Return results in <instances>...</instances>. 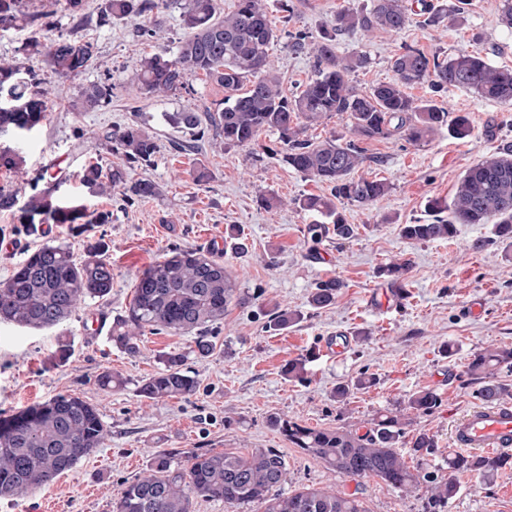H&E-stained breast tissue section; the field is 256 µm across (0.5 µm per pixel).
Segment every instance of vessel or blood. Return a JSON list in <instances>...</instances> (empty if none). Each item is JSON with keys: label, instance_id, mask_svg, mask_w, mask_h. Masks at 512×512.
Segmentation results:
<instances>
[{"label": "vessel or blood", "instance_id": "b4317fda", "mask_svg": "<svg viewBox=\"0 0 512 512\" xmlns=\"http://www.w3.org/2000/svg\"><path fill=\"white\" fill-rule=\"evenodd\" d=\"M458 453L512 456V405L487 402L467 411L453 426Z\"/></svg>", "mask_w": 512, "mask_h": 512}]
</instances>
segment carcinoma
Instances as JSON below:
<instances>
[{
	"label": "carcinoma",
	"mask_w": 512,
	"mask_h": 512,
	"mask_svg": "<svg viewBox=\"0 0 512 512\" xmlns=\"http://www.w3.org/2000/svg\"><path fill=\"white\" fill-rule=\"evenodd\" d=\"M180 6L186 33L176 49L164 46L144 55L136 74L142 91L166 96L187 85L193 77L224 88V99L205 115L187 107L168 116L174 129L193 134L194 140L180 144L198 148L207 130L224 140L226 147H252L263 131L278 134L281 149L271 150L283 164L330 189L327 196H302L293 204L304 212L331 220L332 233L341 240L351 238L352 225L346 223L336 202L347 201L369 207L390 190L377 177L355 173L369 161L365 150L353 140L331 135L315 142L305 137L306 129L336 114L346 115L350 131L360 140H384L398 136L413 146L428 143L443 129L459 140L473 135L474 126L466 112L449 116L433 99L414 98L407 89L426 84L433 93L450 87H466L480 97L499 103L512 102V69L491 65L477 52L460 51L448 58L409 47L391 60L392 79L360 90L352 74L367 65V57L357 51L341 54L339 38L363 33H391L403 29L408 20L405 0H372L367 12L349 7L336 12L330 25L314 39L298 31L288 40V51L309 55L316 74L291 94L283 89L275 72L270 50L278 38L275 23L263 0H237L231 12L221 14L219 0H103L97 19L85 12V0H52L55 9L42 13L50 18L62 11L79 24L99 25L136 18L139 33L156 36L150 26L155 10L171 2ZM21 0H0V29L21 19ZM469 0H458L451 11L424 5L433 23L451 21ZM25 49L40 53L59 78H72L86 71L98 57L97 44L84 38L59 35L44 42L32 40ZM22 63L0 60V96L14 98L15 108L0 109V131L17 134L36 129L47 119L50 106L46 93L32 77H21ZM112 97V86L89 82L79 88L72 103L76 112H93ZM100 144L119 156L108 172L90 164L81 181L88 192L104 195L122 190L129 204L153 197L156 184L147 178L132 179L130 171L152 164L156 152L154 137L136 122L104 131ZM25 166L23 152L7 145L0 149V170L19 174ZM66 179L42 172L34 178L33 194L17 206L18 191L0 188V210L19 207L20 225L15 233L34 235L41 224H67L72 231L82 229L85 209L59 196ZM428 219L403 224L406 240L430 242L449 239L458 224H490L492 238L472 245L481 250L499 243L512 250V145H506L474 162L461 176L451 201L430 199L425 205ZM104 238L90 240L85 258L76 261L68 246L46 243L31 253L0 283V322L42 330L67 321L88 298L102 299L112 292V265L105 258ZM410 271L406 261H393L378 270L396 287H402ZM343 288L337 278L321 280L313 288L309 305L324 309L333 305ZM244 303L224 262L200 248L175 249L150 264L137 277L133 296L124 314L112 320L110 339L124 353L140 352L145 331L194 335L193 353L201 359L214 354L216 343L210 328L224 322L232 305ZM300 319L286 309L268 313L267 327L284 330ZM186 354L166 352L161 368L141 379L137 396L146 402L188 399L200 381L186 367ZM512 372V348H491L475 353L466 372L481 381L483 401L512 398V383L500 379L502 370ZM360 374L353 382L336 385L332 397L345 404L353 391L373 383ZM104 390H116L125 381L105 370L97 377ZM440 395L430 389L413 392L406 412L387 410L373 419L365 433L341 427L317 428L302 425L278 414L267 424L302 453L319 460L326 468L353 478L377 477L401 492L423 489L428 494L424 512H448V504L458 495L457 474L471 472L489 481L503 467L500 458L455 455L448 468L425 465L410 470L402 449L425 458L437 447L435 436L412 427L414 419L428 416L440 407ZM109 435L97 406L74 394H57L43 402L0 415V499L18 498L53 484L85 456L102 447ZM284 455L277 448H253L240 454L214 452L207 448L187 451H155L140 475L121 485L116 512H192L197 498L219 500L229 512L258 503L263 512H365L353 494L329 489H304L284 494L287 480Z\"/></svg>",
	"instance_id": "1"
}]
</instances>
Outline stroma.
Here are the masks:
<instances>
[{
  "label": "stroma",
  "instance_id": "obj_1",
  "mask_svg": "<svg viewBox=\"0 0 512 512\" xmlns=\"http://www.w3.org/2000/svg\"><path fill=\"white\" fill-rule=\"evenodd\" d=\"M265 2L282 32L312 36L340 8L361 12L371 7V0H293L292 11L285 12L279 0ZM502 4L472 0L455 24L431 26L424 25L423 12L415 8L399 33H357L343 38L338 50L367 55L368 65L353 75L362 89L390 80L391 59L409 46L443 56L460 49L477 51L495 66L512 68V30L500 22ZM47 8V0H23L26 20L0 30V59L22 60L26 71L41 79L52 105L48 121L21 143L24 174L0 173V187L16 189L42 170L59 171L67 179L61 189L65 199L81 201L91 211H110L112 221L92 225L82 235L51 224L45 234L15 236L11 230L18 211H0V282L43 243L66 244L80 260L87 238L100 235L109 244L114 279L108 299L86 300L61 327L33 331L0 324V413L74 393L97 405L109 436L102 448L50 486L0 500V512H38L45 506L52 512H116L121 483L139 475L162 448H276L288 463L282 492L332 487L359 497L367 512H422L421 492L405 495L376 478L336 474L294 448L268 426L267 417L277 413L312 427L337 426L362 434L379 411L406 407L411 393L431 389L442 403L415 425L437 441L429 463L447 464L452 424L480 403V383L466 373L468 360L488 347L512 346V258L503 246L490 243L487 224H460L453 238L431 242L404 239L399 228L425 219L428 199L451 200L472 163L512 144V105L451 87L437 102L450 113L469 114L475 126L471 138L457 140L443 132L422 146L397 139L365 141L371 158L365 173L386 180L391 189L368 209L341 204L354 227L351 238L330 235L315 242L308 227L320 223V216L300 211L291 201L325 193L326 187L262 153V146L277 147L276 133H261L254 149L208 145L195 154L180 153L167 114L188 106L200 112L215 108L223 88L194 78L188 88L169 96L146 95L135 76L152 44L140 36L136 20L77 28L60 12L48 29L35 19ZM34 32L43 39L73 33L91 39L98 57L79 77L58 78L43 56L24 54ZM93 81L111 84V100L93 112L72 111L79 85ZM134 121L156 143L153 164L135 175L154 181L157 195L127 206L116 193L86 195L79 180L83 165L107 168L117 160L99 144L96 133ZM200 166L208 170V181H195L192 170ZM262 193L284 199V207L263 209L258 203ZM232 225L242 230L247 255L225 246V230ZM478 239L486 240V247L472 250ZM175 247L211 250L246 302L225 314L209 358L191 355L192 336L149 332L140 353L127 355L108 339L112 320L124 313L136 277ZM319 251L324 261L312 262ZM399 257L411 262L405 295L396 306L373 307L371 294L386 284L379 267ZM329 277L341 279L344 286L334 305L313 309L310 292L318 280ZM477 296L484 312L467 316L464 306ZM276 305L300 313V321L283 331L267 329L266 313ZM341 330L353 342L336 358L325 353L324 344ZM62 340L70 343L71 355L58 364L53 354ZM169 351L186 353L187 367L200 380L199 392L186 400L141 401L135 392L138 381L158 371L160 355ZM308 353L313 359L307 381L286 378L285 363ZM106 369L126 379L124 389H99L96 377ZM363 372L375 377V385L354 391L347 405L336 404V384ZM458 483L460 492L448 512H512V466L488 482L462 473Z\"/></svg>",
  "mask_w": 512,
  "mask_h": 512
}]
</instances>
